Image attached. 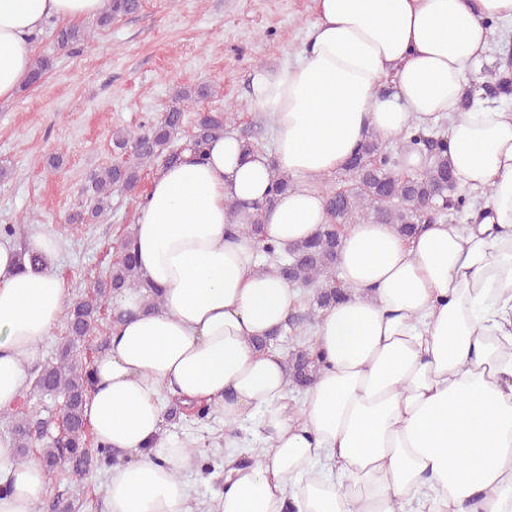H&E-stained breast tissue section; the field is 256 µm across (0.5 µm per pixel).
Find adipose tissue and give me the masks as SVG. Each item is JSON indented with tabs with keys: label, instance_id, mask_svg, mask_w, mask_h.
<instances>
[{
	"label": "adipose tissue",
	"instance_id": "ef3b65f1",
	"mask_svg": "<svg viewBox=\"0 0 512 512\" xmlns=\"http://www.w3.org/2000/svg\"><path fill=\"white\" fill-rule=\"evenodd\" d=\"M105 0H0V100L27 81L49 19L74 21ZM298 61L250 75L253 109L273 124L272 153L244 154L235 133L206 156L160 166L138 206L131 247L161 302L112 297L122 314L93 367L85 418L121 450L105 512H188L176 476L186 450L159 442L166 395L221 404L225 423L255 417L261 459L227 479L221 512H512V109L479 85L496 59L512 0H316ZM472 106L462 110L463 98ZM447 120L458 188L487 192L477 224L436 222L413 238L389 224L344 234L346 298L318 318L324 366L302 402L282 353L256 350L296 302L263 271L260 242L230 224L231 200H263L274 172L341 171L370 134ZM279 249L326 220L323 196L297 186L263 215ZM70 304L63 282L21 267L0 241V411L14 410ZM0 440V512H33L42 467Z\"/></svg>",
	"mask_w": 512,
	"mask_h": 512
}]
</instances>
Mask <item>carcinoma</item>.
Wrapping results in <instances>:
<instances>
[{"instance_id":"obj_1","label":"carcinoma","mask_w":512,"mask_h":512,"mask_svg":"<svg viewBox=\"0 0 512 512\" xmlns=\"http://www.w3.org/2000/svg\"><path fill=\"white\" fill-rule=\"evenodd\" d=\"M140 7V0H110L99 15L98 25L106 28L117 18L136 13ZM52 41L53 52L31 64L29 81L32 84L53 68L55 53L76 50L88 44L89 36L77 27L65 26L54 29ZM492 77L495 96L512 95V58L499 55V70L492 73ZM209 95L207 86L183 88L177 92L175 104L160 121L145 126V130L134 137L117 135L115 148L130 150L133 160L93 171L88 177L89 205L71 215L69 221L86 224L100 217L109 207L114 186L130 192L136 190L142 166L158 159L165 164L176 161L180 151L171 148L174 135L187 131L190 148L199 154L223 137L227 124L222 112L202 113L190 129H184L180 102ZM409 149H417L429 159L428 167L419 174L399 171L397 154L388 149V143L377 134L367 136L345 169L339 172V182L343 186L326 194L327 222L311 238L296 242L284 254L272 243L262 246L265 270L282 276L292 285L313 290L311 312L291 315L274 333L278 338L291 340L286 360L289 380L295 387L304 388L313 381L321 360L311 339L298 335L301 325L344 296L345 287L336 277L343 230L352 224H391L401 236L410 238L420 225L453 216L467 208V195L457 188L452 177L445 136L436 130L424 132L412 127L399 137L398 151ZM294 187V179L288 174H275L265 201L250 204L253 213L242 232L262 239L263 210L273 206L278 197ZM130 242L129 238L121 242L119 259L112 264L107 280L97 284L94 295L77 300L66 310L65 343L55 360L35 370L33 392L40 397L62 399L64 438L52 434L54 419L51 417L18 416L11 427L13 444L18 449L17 461H24L28 448L36 440L40 442L39 461L49 474L71 471L80 475L122 463L120 452L102 444L94 448L86 445L84 405L93 387L92 361L79 356L76 345L100 332L101 309L113 294L125 289H143L149 306L156 307L160 303L157 289L140 275ZM259 458V452L252 449L226 461L219 459L217 463H225L227 470L248 469Z\"/></svg>"}]
</instances>
